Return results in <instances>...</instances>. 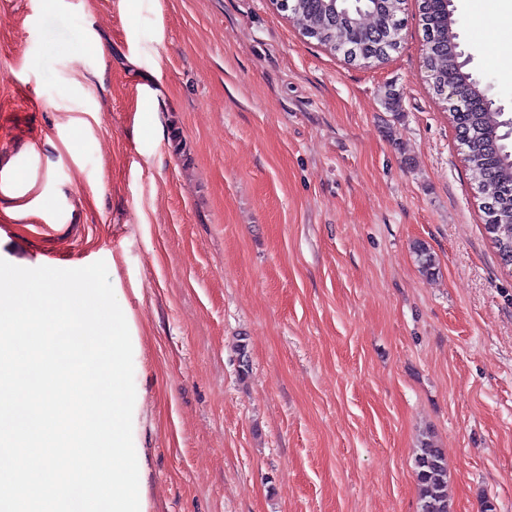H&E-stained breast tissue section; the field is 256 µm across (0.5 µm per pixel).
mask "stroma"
<instances>
[{
    "mask_svg": "<svg viewBox=\"0 0 512 512\" xmlns=\"http://www.w3.org/2000/svg\"><path fill=\"white\" fill-rule=\"evenodd\" d=\"M453 5L512 117L494 0ZM402 18L369 67L275 0H0V259L105 262L145 512H419L425 439L451 512H512V269Z\"/></svg>",
    "mask_w": 512,
    "mask_h": 512,
    "instance_id": "1",
    "label": "stroma"
}]
</instances>
